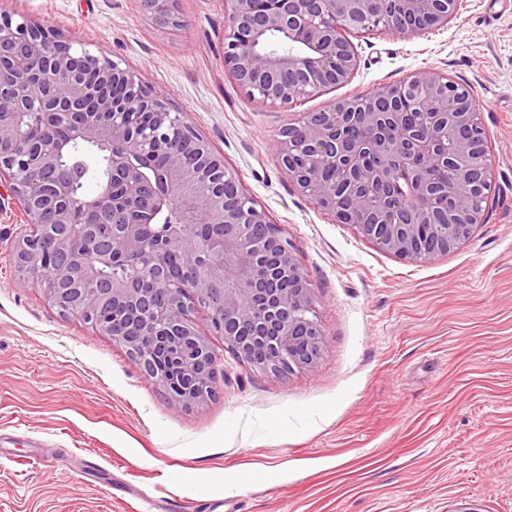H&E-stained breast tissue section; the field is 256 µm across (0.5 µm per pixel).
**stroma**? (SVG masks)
Segmentation results:
<instances>
[{"instance_id":"35a3bbf8","label":"stroma","mask_w":512,"mask_h":512,"mask_svg":"<svg viewBox=\"0 0 512 512\" xmlns=\"http://www.w3.org/2000/svg\"><path fill=\"white\" fill-rule=\"evenodd\" d=\"M225 0H0L136 71L185 113L284 237L312 290L315 368L275 374L223 356L188 410L111 337L19 286L24 218L0 196V512H512V0H461L407 38L359 40L352 80L292 106L250 100L224 69ZM432 67L471 85L495 190L448 254L409 262L335 223L280 167L301 114ZM268 472L239 495L238 473ZM175 0H143L144 10L151 16L156 24L164 26L176 24L177 17L173 11Z\"/></svg>"}]
</instances>
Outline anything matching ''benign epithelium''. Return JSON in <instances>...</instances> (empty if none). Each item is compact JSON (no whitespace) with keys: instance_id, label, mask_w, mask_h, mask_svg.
I'll use <instances>...</instances> for the list:
<instances>
[{"instance_id":"benign-epithelium-1","label":"benign epithelium","mask_w":512,"mask_h":512,"mask_svg":"<svg viewBox=\"0 0 512 512\" xmlns=\"http://www.w3.org/2000/svg\"><path fill=\"white\" fill-rule=\"evenodd\" d=\"M174 0H143L156 24ZM224 70L252 100L292 105L346 84L352 39L441 28L457 0H226ZM354 101L306 112L275 141L301 192L380 249L419 262L444 255L483 223L493 190L487 132L470 85L433 68ZM358 124L364 135L350 138ZM78 144L110 178L79 196ZM448 177L429 176L427 166ZM24 215L12 246L21 285L38 282L63 314L120 342L129 359L190 408L214 392L220 358L286 373L313 368L322 333L288 239L244 190L224 156L129 69L38 20L0 16V185ZM202 224H160L175 204ZM275 252L292 287L272 284ZM180 253L178 270L168 263ZM117 262L133 271L109 279ZM207 313L206 329L195 314Z\"/></svg>"}]
</instances>
